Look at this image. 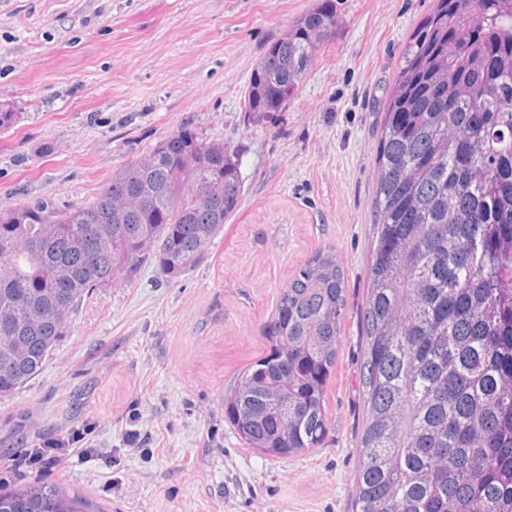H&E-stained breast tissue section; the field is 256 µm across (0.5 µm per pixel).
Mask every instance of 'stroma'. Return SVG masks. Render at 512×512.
Listing matches in <instances>:
<instances>
[{"mask_svg": "<svg viewBox=\"0 0 512 512\" xmlns=\"http://www.w3.org/2000/svg\"><path fill=\"white\" fill-rule=\"evenodd\" d=\"M315 2L0 0V104L21 115L0 131V210L82 204L181 126L237 151L244 182L195 266L173 281L150 262L117 274L0 399V485L56 484L97 512H355L376 148L434 0H339L285 111L247 120L256 63ZM324 248L348 304L328 432L277 459L247 447L224 394L268 354L281 290Z\"/></svg>", "mask_w": 512, "mask_h": 512, "instance_id": "35a3bbf8", "label": "stroma"}]
</instances>
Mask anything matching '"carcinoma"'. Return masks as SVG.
I'll return each instance as SVG.
<instances>
[{
  "label": "carcinoma",
  "instance_id": "cac0c4a2",
  "mask_svg": "<svg viewBox=\"0 0 512 512\" xmlns=\"http://www.w3.org/2000/svg\"><path fill=\"white\" fill-rule=\"evenodd\" d=\"M338 27L317 0L256 64L255 122L282 112ZM363 311L367 416L357 512H512V0H435L386 101ZM238 154L180 127L92 201L0 212V398L42 370L86 296L144 261L176 280L238 210ZM345 275L317 251L282 289L269 355L224 395L251 448L287 458L328 431ZM0 512H91L29 481Z\"/></svg>",
  "mask_w": 512,
  "mask_h": 512
}]
</instances>
